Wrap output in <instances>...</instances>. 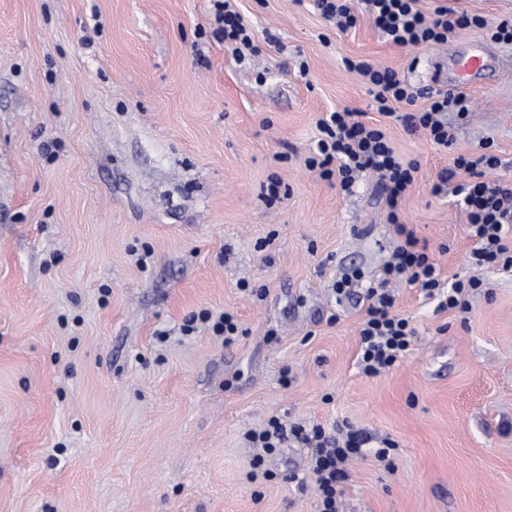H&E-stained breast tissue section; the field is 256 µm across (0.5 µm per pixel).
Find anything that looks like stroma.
Returning <instances> with one entry per match:
<instances>
[{
    "mask_svg": "<svg viewBox=\"0 0 512 512\" xmlns=\"http://www.w3.org/2000/svg\"><path fill=\"white\" fill-rule=\"evenodd\" d=\"M233 5L260 49L242 64L212 0H0V512H319L297 442L252 466L245 435L273 416L397 441L394 470L348 466L343 512H512V270L472 265L465 213L432 193L457 154L512 184V45L470 28L404 49L312 0ZM439 5L512 19V0L421 2ZM476 42L491 57L448 148L344 65L430 88ZM343 108L418 162L402 221L444 278L484 282L460 315L398 288L415 342L378 378L356 365L364 304L333 292L396 242L378 181L345 193L305 165ZM201 309L242 336L183 335ZM350 2L348 0H314V6L337 30L346 32L355 28L359 21V12Z\"/></svg>",
    "mask_w": 512,
    "mask_h": 512,
    "instance_id": "stroma-1",
    "label": "stroma"
}]
</instances>
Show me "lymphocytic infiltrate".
<instances>
[{
	"label": "lymphocytic infiltrate",
	"mask_w": 512,
	"mask_h": 512,
	"mask_svg": "<svg viewBox=\"0 0 512 512\" xmlns=\"http://www.w3.org/2000/svg\"><path fill=\"white\" fill-rule=\"evenodd\" d=\"M418 2L363 0L364 9L360 12L350 0H314V6L342 32L355 28L360 13H367L381 36L401 48L440 44L456 31L470 27L487 30L493 41L512 44V19L491 25L480 16L444 5L428 15L420 10ZM215 8L219 23L215 37L232 51L237 62L255 55L258 47L253 33L230 0H216ZM345 66L366 86L376 112L399 116L408 131L422 133L438 146L452 145L454 132L447 115L453 112L461 118L467 116L469 99L464 93L412 88L395 69L364 59L346 60ZM420 98L427 99L428 104L418 110L414 104ZM398 104L407 105V112L395 113ZM316 126L319 137L315 152L306 159L307 168L346 193L363 174L376 175L385 193L387 222L399 239L373 279H365L360 269L353 268L334 285L340 296L350 295L358 287L364 290L365 315L359 330L357 365L363 375L378 377L409 355L416 334L408 318L396 309L393 284L402 282L420 289L427 298L437 299L440 310L465 313L482 283L476 278L445 282L427 245L402 223L403 202L419 167L417 162L404 160L395 152L381 126L370 124L361 112L349 108L326 113ZM500 164L492 154L457 155L439 173L433 192L439 195L450 191L459 196L467 215L468 234L475 243L470 253L475 264L508 270L512 268V188L490 178ZM462 173L468 180L460 184L456 178ZM290 436L310 451L308 470L320 500V512H339L340 485L347 477L350 461L371 457L388 467L396 448L395 441L386 437L376 440L358 429L329 431L318 424L288 427L274 416L262 430L246 434L259 450L253 466H260L264 455L274 452Z\"/></svg>",
	"instance_id": "f902f5d3"
}]
</instances>
